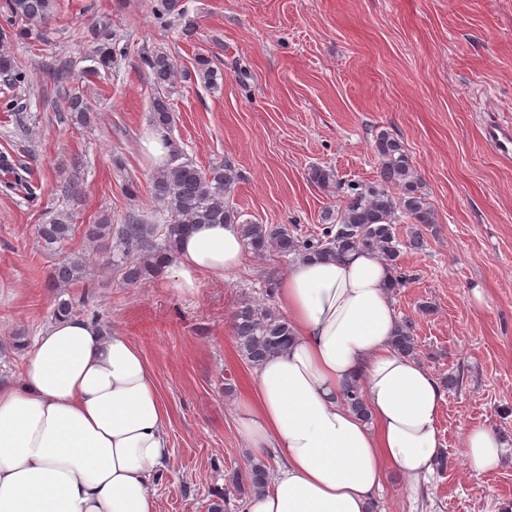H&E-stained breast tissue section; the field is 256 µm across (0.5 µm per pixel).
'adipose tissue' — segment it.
<instances>
[{"instance_id":"adipose-tissue-1","label":"adipose tissue","mask_w":512,"mask_h":512,"mask_svg":"<svg viewBox=\"0 0 512 512\" xmlns=\"http://www.w3.org/2000/svg\"><path fill=\"white\" fill-rule=\"evenodd\" d=\"M246 255L237 225H195L172 257V290L196 293L201 276L233 272ZM391 275L380 256L355 251L297 260L281 280L293 336L254 368L241 420L253 455L278 467L245 512H370L387 471L412 488L432 472L444 393L391 345ZM355 379L367 422L342 397ZM168 423L138 345L88 318L54 320L19 379L0 382V512H158L150 485L170 456ZM463 454L491 472L506 449L480 425Z\"/></svg>"}]
</instances>
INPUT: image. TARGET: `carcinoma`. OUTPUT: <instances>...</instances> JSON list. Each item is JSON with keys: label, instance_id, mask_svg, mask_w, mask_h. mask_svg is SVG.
Returning <instances> with one entry per match:
<instances>
[{"label": "carcinoma", "instance_id": "1", "mask_svg": "<svg viewBox=\"0 0 512 512\" xmlns=\"http://www.w3.org/2000/svg\"><path fill=\"white\" fill-rule=\"evenodd\" d=\"M55 8L54 0H0V16L6 23L22 20L28 28L19 32L22 39L30 38L33 29L47 23ZM184 13L180 0H155L154 15L159 20L174 13ZM111 18L99 20L97 44L93 61L106 69L115 62L112 38L109 32ZM153 83L165 88L179 78H191L189 73L178 71L173 60L162 51L144 56ZM0 74L15 83H23V68L7 56H0ZM46 77L58 84V96L67 99L66 111L74 118H85V108L76 98H67L64 87L67 66L53 65L45 70ZM196 76L208 87L217 85L219 70L212 60L200 54L196 58ZM151 122L156 131L166 133L173 123V113L168 100L157 96L151 104ZM374 151L379 159V181L373 185L350 184L342 188L344 204L340 211L326 212L325 224L316 235H302L282 224H259L240 220V214L228 201L231 189L238 181V173L229 161L208 169H201L190 160H181L174 150L167 163L157 169L152 177L151 192L162 205L161 221L148 224L130 215L124 223L114 227L106 220L86 224L85 239L98 249L120 247L121 259L116 261L118 271L129 284L154 278L169 265L181 236L194 224H237L247 248L254 254L273 251L283 258L306 256L340 259L352 251L366 250L379 254L392 269L390 290L395 292L412 280L409 270L402 267L399 257L402 246L415 248L423 245L424 234L436 224V216L421 190V180L403 143L387 132L377 135ZM0 171L13 179L4 182L7 190L22 191L28 188L27 180L16 174L7 155L0 153ZM410 225L408 242L399 235L400 224ZM77 231L71 215L60 213L37 227V237L42 247L56 249L72 239ZM89 259L83 256L66 257L53 271L51 285L66 288L86 277ZM54 316L90 317L95 315L72 299H60ZM233 337L245 361L252 367L259 365L271 354L284 348L292 336L288 319L270 307L247 304L233 315ZM392 346L399 354L415 357L419 344L414 325L404 319L398 323ZM345 403L362 420H369V409L363 399L361 386L353 380L343 389ZM232 484L256 493L268 484V467L262 462H251L245 472H236Z\"/></svg>", "mask_w": 512, "mask_h": 512}]
</instances>
